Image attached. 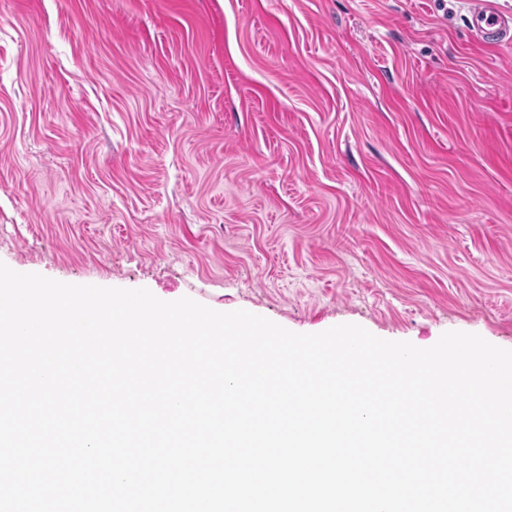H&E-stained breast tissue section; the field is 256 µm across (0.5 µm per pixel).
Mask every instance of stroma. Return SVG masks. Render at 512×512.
Listing matches in <instances>:
<instances>
[{"mask_svg": "<svg viewBox=\"0 0 512 512\" xmlns=\"http://www.w3.org/2000/svg\"><path fill=\"white\" fill-rule=\"evenodd\" d=\"M466 10L0 0V262L512 349V45Z\"/></svg>", "mask_w": 512, "mask_h": 512, "instance_id": "35a3bbf8", "label": "stroma"}]
</instances>
